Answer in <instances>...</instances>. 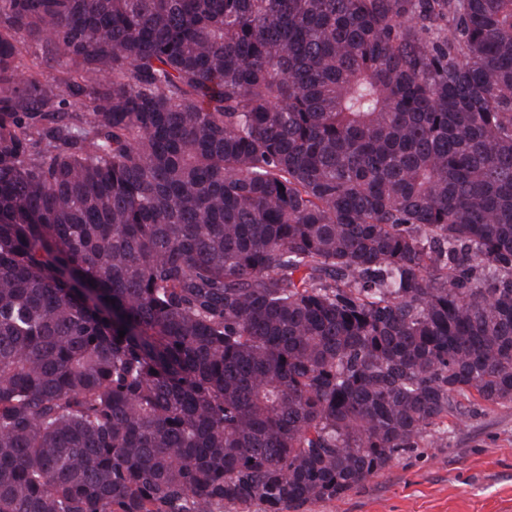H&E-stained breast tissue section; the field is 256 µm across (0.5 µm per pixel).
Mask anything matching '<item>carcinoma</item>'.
<instances>
[{"label":"carcinoma","instance_id":"1","mask_svg":"<svg viewBox=\"0 0 512 512\" xmlns=\"http://www.w3.org/2000/svg\"><path fill=\"white\" fill-rule=\"evenodd\" d=\"M467 403L512 0H0V512H290Z\"/></svg>","mask_w":512,"mask_h":512}]
</instances>
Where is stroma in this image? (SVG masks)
<instances>
[{"label": "stroma", "mask_w": 512, "mask_h": 512, "mask_svg": "<svg viewBox=\"0 0 512 512\" xmlns=\"http://www.w3.org/2000/svg\"><path fill=\"white\" fill-rule=\"evenodd\" d=\"M301 512H512V405L449 418L438 447L404 455L343 500Z\"/></svg>", "instance_id": "35a3bbf8"}]
</instances>
